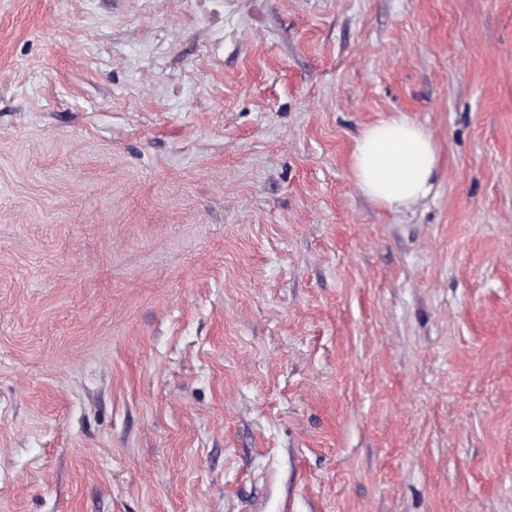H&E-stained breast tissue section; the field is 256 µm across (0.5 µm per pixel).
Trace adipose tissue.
I'll return each instance as SVG.
<instances>
[{
	"instance_id": "obj_1",
	"label": "adipose tissue",
	"mask_w": 512,
	"mask_h": 512,
	"mask_svg": "<svg viewBox=\"0 0 512 512\" xmlns=\"http://www.w3.org/2000/svg\"><path fill=\"white\" fill-rule=\"evenodd\" d=\"M351 167L366 196L399 208L430 193L437 172L435 143L422 126L406 116H394L362 130Z\"/></svg>"
}]
</instances>
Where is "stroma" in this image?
I'll list each match as a JSON object with an SVG mask.
<instances>
[{
  "instance_id": "stroma-1",
  "label": "stroma",
  "mask_w": 512,
  "mask_h": 512,
  "mask_svg": "<svg viewBox=\"0 0 512 512\" xmlns=\"http://www.w3.org/2000/svg\"><path fill=\"white\" fill-rule=\"evenodd\" d=\"M0 512H512V0H0ZM351 167L358 188L388 208L427 196L436 177L435 143L404 115L366 126L356 139Z\"/></svg>"
}]
</instances>
